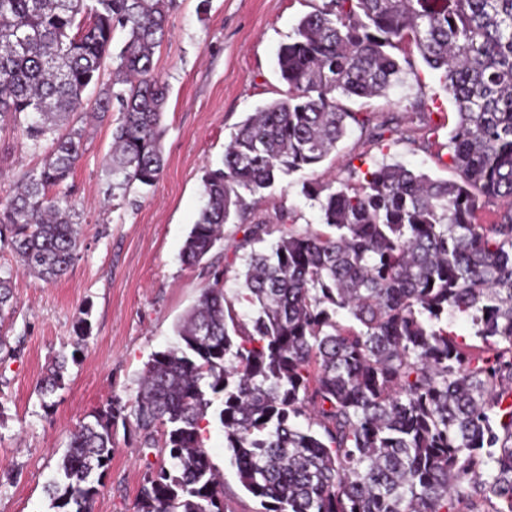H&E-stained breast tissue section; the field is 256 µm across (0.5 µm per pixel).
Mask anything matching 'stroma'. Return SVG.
I'll return each instance as SVG.
<instances>
[{
    "label": "stroma",
    "mask_w": 512,
    "mask_h": 512,
    "mask_svg": "<svg viewBox=\"0 0 512 512\" xmlns=\"http://www.w3.org/2000/svg\"><path fill=\"white\" fill-rule=\"evenodd\" d=\"M324 0H177L154 63L168 85L160 140L164 167L156 186L113 194L106 159L118 115L83 117L81 157L65 188L80 229L78 257L46 283L26 271L0 244V273L11 276L16 307L0 325L20 342L16 357L0 360V512H53L46 488L71 432L113 398L135 397L145 363L174 340L176 325L211 284L208 268L182 262L186 236L204 204L206 165L220 163L232 133L258 107L281 98L276 56L298 20ZM414 71L388 95L342 98L349 109L373 113L391 127L381 144L351 130L314 169L294 173L253 198L251 221L292 215L299 227L322 229L317 200L306 185L356 181L379 161L399 162L435 179L453 178L448 135L456 109L439 74L416 57ZM424 100L428 111L414 115ZM21 128L0 130V202L42 165ZM67 363L55 406L43 409L36 385L61 350ZM205 446L224 483V512H260L239 481L218 423ZM136 438L116 433L112 466L93 512H136L146 463L156 462Z\"/></svg>",
    "instance_id": "stroma-1"
}]
</instances>
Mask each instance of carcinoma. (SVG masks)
Segmentation results:
<instances>
[{
  "label": "carcinoma",
  "mask_w": 512,
  "mask_h": 512,
  "mask_svg": "<svg viewBox=\"0 0 512 512\" xmlns=\"http://www.w3.org/2000/svg\"><path fill=\"white\" fill-rule=\"evenodd\" d=\"M175 0H0V118L24 128L43 165L0 203V242L43 281L79 249L76 223L51 190L82 152L60 127L116 63L92 111L118 108L107 168L112 189L148 188L164 166L168 98L154 54ZM126 32L118 51L112 33ZM416 47L457 109L448 140L455 177L381 162L355 184H326L328 231L279 216L251 224L239 248L236 301L214 283L152 354L134 401L119 398L80 424L48 487L55 512H92L117 427L167 458L147 464L136 512H224L204 445L224 432L243 487L264 512H512V0H326L277 53L288 90L249 115L220 164L182 249L199 265L223 247L247 196L321 163L351 127L369 143L386 128L337 101L404 83ZM500 202L493 220L486 205ZM0 276V323L14 311ZM464 316L475 343L448 330ZM59 353L41 405L64 380Z\"/></svg>",
  "instance_id": "1"
}]
</instances>
